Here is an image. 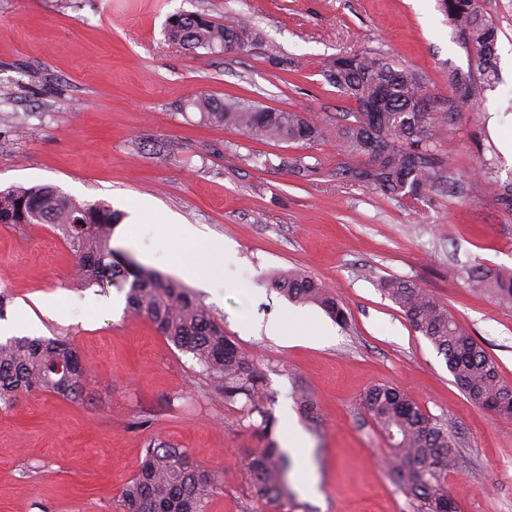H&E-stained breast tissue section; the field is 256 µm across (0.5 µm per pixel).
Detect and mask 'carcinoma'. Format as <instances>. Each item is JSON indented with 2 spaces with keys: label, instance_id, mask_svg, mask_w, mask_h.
<instances>
[{
  "label": "carcinoma",
  "instance_id": "cac0c4a2",
  "mask_svg": "<svg viewBox=\"0 0 512 512\" xmlns=\"http://www.w3.org/2000/svg\"><path fill=\"white\" fill-rule=\"evenodd\" d=\"M448 18L458 23L466 44L486 73L492 72L496 28L475 0H442ZM168 38L189 49L240 51L251 46L243 32L197 13L169 18ZM325 75L345 96L362 105L381 100L368 118L331 127L299 112L260 108L238 98H196L193 105L209 122L231 126L252 139L317 142L336 139L356 164L345 175L409 209L420 211L448 168L434 128L450 122L448 113L429 112L418 102L424 84L414 70L368 53L341 55L328 61ZM452 81L464 98H477L481 82L457 71ZM121 213L104 202H79L57 187L38 185L0 190V224H50L68 246L81 288L113 287L125 292L126 311L148 318L158 333L192 356L227 400L246 399L247 415H258L266 431L272 420L264 405L263 370L224 334L208 307L182 283L144 269L112 248V229ZM474 280L500 303L512 305V272L477 270ZM271 284L294 302L312 303L336 321L345 320L338 299L322 282L300 271L276 274ZM384 292L407 320L444 355L456 384L474 403L512 418V388L501 380L495 363L429 291L405 280L384 283ZM87 372L75 347L61 337L10 336L0 339V411L11 409L23 394L45 392L66 399L82 396ZM389 441V472L415 504V512H453L448 498V470L456 465L448 429L425 413L399 388L374 384L360 402ZM288 461L276 442L255 450L246 470L259 502L284 508L288 497ZM224 484V475L204 470L185 450L158 444L146 448L132 480L122 490L120 512H204Z\"/></svg>",
  "mask_w": 512,
  "mask_h": 512
}]
</instances>
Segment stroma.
Wrapping results in <instances>:
<instances>
[{"instance_id":"obj_1","label":"stroma","mask_w":512,"mask_h":512,"mask_svg":"<svg viewBox=\"0 0 512 512\" xmlns=\"http://www.w3.org/2000/svg\"><path fill=\"white\" fill-rule=\"evenodd\" d=\"M478 2L497 30L500 80L474 103L449 80L477 62L440 0H0V189L51 184L121 211L113 248L184 283L260 360L273 420L265 434L245 397L214 391L190 355L127 315L124 293L74 285L71 254L51 225L0 224L7 320L69 338L89 373L80 401L30 394L0 412V512H117L151 441L223 472L205 512H259L245 465L270 438L290 464L283 512H414L384 468L382 432L358 404L378 383L445 423L457 448L448 473L456 512H512V419L467 398L381 287L402 279L428 289L512 387V307L471 278L512 270V212L488 187L512 181L500 147L512 139V0ZM185 12L247 32L254 49H184L165 27ZM357 52L415 70L428 110L455 117L435 129L452 161L422 213L341 178L336 142L249 139L190 105L234 97L347 124L358 107L324 64ZM483 160L490 169L480 170ZM145 210L174 222L139 223ZM183 224L204 234L198 269L217 248L236 253L208 287L174 263ZM288 269L321 280L346 322L271 288ZM49 295L66 318L41 308ZM293 311L305 318L303 335L247 330L288 325ZM287 411L305 438L298 450L287 445Z\"/></svg>"}]
</instances>
